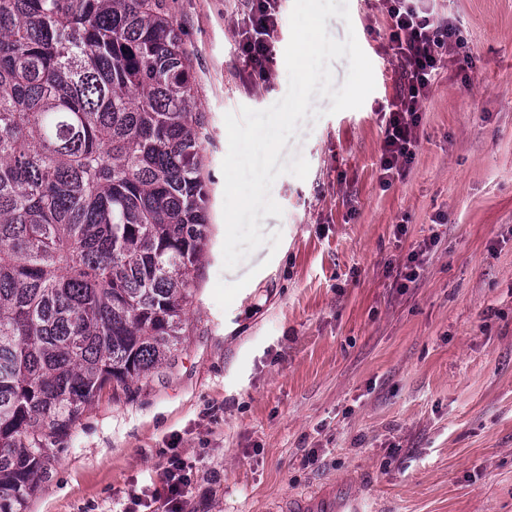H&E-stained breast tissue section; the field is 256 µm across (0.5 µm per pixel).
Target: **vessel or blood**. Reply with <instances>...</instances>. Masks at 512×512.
Here are the masks:
<instances>
[{
  "mask_svg": "<svg viewBox=\"0 0 512 512\" xmlns=\"http://www.w3.org/2000/svg\"><path fill=\"white\" fill-rule=\"evenodd\" d=\"M272 512H376L354 484L331 483L318 490L284 498Z\"/></svg>",
  "mask_w": 512,
  "mask_h": 512,
  "instance_id": "vessel-or-blood-1",
  "label": "vessel or blood"
}]
</instances>
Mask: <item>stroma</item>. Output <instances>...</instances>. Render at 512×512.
<instances>
[{"label": "stroma", "instance_id": "35a3bbf8", "mask_svg": "<svg viewBox=\"0 0 512 512\" xmlns=\"http://www.w3.org/2000/svg\"><path fill=\"white\" fill-rule=\"evenodd\" d=\"M285 0L267 81L247 83L235 52L238 0H171L205 115L201 177L211 235L170 364L136 393L104 389L87 406L24 512H124L159 487L168 448L193 465L184 512H262L329 479L355 477L379 512H512V0H440L475 66L442 69L405 178L379 185L375 113L397 63L371 0L331 17L354 29L373 65L362 107L323 110L289 138L305 179L284 174L271 196L280 232L223 267L224 116L286 93ZM438 243L416 285L393 267ZM249 284L221 309L217 281Z\"/></svg>", "mask_w": 512, "mask_h": 512}]
</instances>
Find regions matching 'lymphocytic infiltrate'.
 I'll return each mask as SVG.
<instances>
[{
    "label": "lymphocytic infiltrate",
    "mask_w": 512,
    "mask_h": 512,
    "mask_svg": "<svg viewBox=\"0 0 512 512\" xmlns=\"http://www.w3.org/2000/svg\"><path fill=\"white\" fill-rule=\"evenodd\" d=\"M376 7L387 19L385 52L398 63L395 93L379 111L384 139L378 165L380 183L387 188L405 177L416 158L422 114L440 66L447 62L469 68L473 56L456 24L439 19L435 0H377ZM281 8L282 0H243L235 50L249 78L264 81L270 75ZM191 473L185 459L172 456L154 499L164 500L171 512H181Z\"/></svg>",
    "instance_id": "f902f5d3"
}]
</instances>
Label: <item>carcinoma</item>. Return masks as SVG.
<instances>
[{
  "instance_id": "obj_1",
  "label": "carcinoma",
  "mask_w": 512,
  "mask_h": 512,
  "mask_svg": "<svg viewBox=\"0 0 512 512\" xmlns=\"http://www.w3.org/2000/svg\"><path fill=\"white\" fill-rule=\"evenodd\" d=\"M168 0H0V512L182 344L203 115Z\"/></svg>"
}]
</instances>
